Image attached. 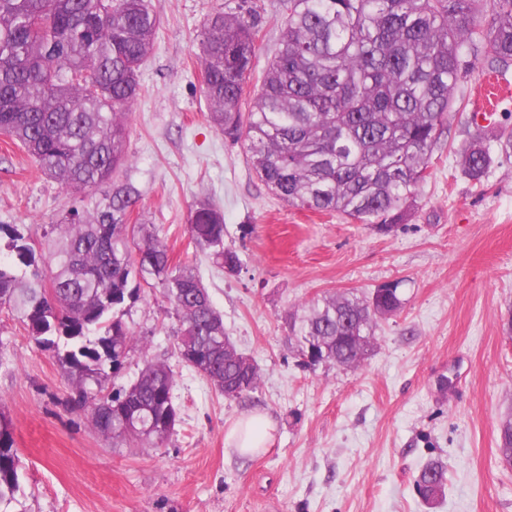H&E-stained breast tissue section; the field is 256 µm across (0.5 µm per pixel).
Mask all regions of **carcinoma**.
<instances>
[{
	"instance_id": "carcinoma-1",
	"label": "carcinoma",
	"mask_w": 512,
	"mask_h": 512,
	"mask_svg": "<svg viewBox=\"0 0 512 512\" xmlns=\"http://www.w3.org/2000/svg\"><path fill=\"white\" fill-rule=\"evenodd\" d=\"M278 50L245 103L260 49L253 10L214 12L200 29L198 57L207 120L242 142L258 178L281 200L336 213L389 234L414 211L448 115L465 109L460 79L487 42L488 71L512 66V0H281ZM490 12L488 27L478 18ZM160 25L148 0H0V133L67 190L101 197L72 207L36 249L24 230L0 225V307L35 346L50 352L72 384L71 401L91 409L102 435L159 445L175 428V375L145 359L128 387L109 391L137 339L124 321L141 290L160 286L179 322L182 362L226 399L254 392L260 373L227 353L224 320L194 269L177 265L155 227L132 221L139 192L108 188L129 163L127 116L141 93L139 69ZM496 143L491 150L488 141ZM479 183L495 155L512 156V129L476 128L457 151ZM188 235L221 268L240 271L224 246V215L206 200L191 207ZM398 291L323 294L286 317L297 351L316 346L338 366L372 350L378 319L400 312ZM498 451L512 465V418ZM12 420L0 413V504L19 491ZM445 466L429 462L417 488L429 503L445 494Z\"/></svg>"
}]
</instances>
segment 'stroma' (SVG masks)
I'll list each match as a JSON object with an SVG mask.
<instances>
[{
  "label": "stroma",
  "instance_id": "1",
  "mask_svg": "<svg viewBox=\"0 0 512 512\" xmlns=\"http://www.w3.org/2000/svg\"><path fill=\"white\" fill-rule=\"evenodd\" d=\"M161 18L128 116L133 183L143 223L177 262L196 269L224 328L258 365L257 390L225 399L177 353V321L160 289L131 304L138 345L111 388L127 386L145 358L175 372L180 420L157 448L108 439L88 409L69 406L71 384L0 309V407L23 462L6 512H512V468L499 457V426L512 416V157L478 183L455 155L436 152L418 209L390 234L338 215L300 209L260 181L245 148L208 122L198 71L200 24L215 11L254 8L260 50L245 87L260 88L282 33L279 0H150ZM483 59L458 86L470 109L448 117L454 145L476 112L512 127V71L488 105ZM224 215V243L242 260L229 275L187 233L196 199ZM89 198L66 191L24 149L0 136V224L41 239L46 225ZM399 282L405 304L381 321L359 365L303 368L285 317L324 293ZM260 412L266 447L243 454L230 427ZM442 458L446 494L423 506L415 481Z\"/></svg>",
  "mask_w": 512,
  "mask_h": 512
}]
</instances>
